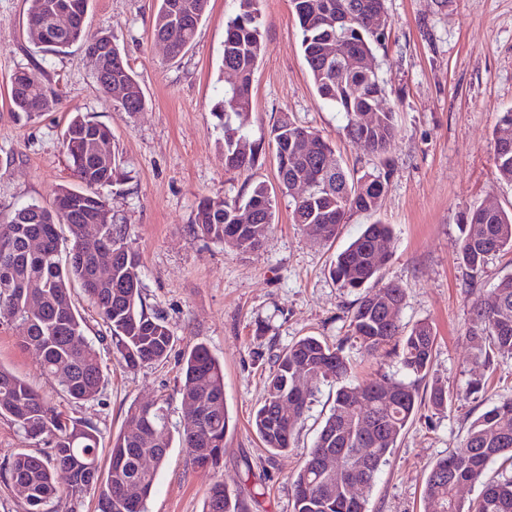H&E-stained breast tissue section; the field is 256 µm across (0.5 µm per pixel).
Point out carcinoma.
<instances>
[{
	"mask_svg": "<svg viewBox=\"0 0 512 512\" xmlns=\"http://www.w3.org/2000/svg\"><path fill=\"white\" fill-rule=\"evenodd\" d=\"M65 2L75 15L74 26L52 32L46 19L52 6ZM152 35L170 44V56H180L193 43L210 0H180L183 12L172 14L175 0H159ZM237 11L226 17L222 68L237 72V84L224 90L213 115L224 129V167L251 171L262 152V143L248 138L252 84L266 44L262 34V0H237ZM292 15L301 31V49L321 100L343 113L346 137L379 159L370 171H349L341 165L323 169L322 156L330 144L317 132L301 126L283 112L270 131L268 145L275 151L279 190L294 188L303 178L308 193L297 201L293 223L313 238L329 242L336 238L347 216L360 212L369 217L380 210L391 173L386 156L397 126L395 113L378 110L385 92L379 76L368 72L358 60L373 55L384 34L366 27L368 15L384 9V0H290ZM89 0H34L28 9L27 35L55 41L50 52L61 54L77 43L86 45L89 59L106 55L112 48L110 68L97 79L101 92L123 112L145 107L142 89L132 67L117 44L86 31ZM349 18L336 23V15ZM340 42L342 56L325 52ZM43 74L19 70L11 80L14 109L32 117L49 109ZM375 112L370 125L363 114ZM313 137L314 149L307 155L297 150L299 139ZM495 162L501 179L512 182V112L497 120L494 130ZM112 146V131L89 114L75 112L63 133V148L74 175L83 189L58 188L52 203L29 204L0 224V310H12V323L20 344L40 360L43 373L59 382L75 401L95 399L102 388L103 371L95 346L85 336V323L72 300L79 284L107 324L117 354L135 369L163 360L174 344V336L163 320L148 312L142 297L139 254L127 244L126 228L97 224L98 212L107 208L100 189L120 181L122 171ZM253 221L243 224L240 212ZM275 223V195L263 182L250 184L249 191L234 198L204 197L198 203L194 232L245 253L258 248L270 225ZM460 259L474 274L489 256L512 252V212H492L478 206L467 212ZM95 236L113 253L112 278L98 275L97 257L81 251L82 241ZM43 240V248L32 251L28 241ZM392 228L374 221L336 255L330 275L358 294L351 316V335L359 349L375 356L395 345V356L405 378L385 376L356 382L350 357L341 343L330 344L318 336H303L276 356L266 380L262 403L252 424L265 448L284 452L292 447L312 393L298 399L293 414L279 418V403L294 392L296 375L304 369L317 380L336 382L335 405L322 423L299 470L291 477L294 512H366V493L396 447L409 421L423 406L441 411L448 406V388L435 380L429 392L420 395L419 384L429 374L436 333L427 321L407 329L399 317L388 314L391 305L403 306L405 292L383 283V262L376 251L391 242ZM132 279L137 288H118L119 280ZM40 306L37 313L29 304ZM469 336L476 343L475 362L488 363L496 356L512 359V275H507L473 303ZM182 402L197 405L195 426H182L179 442L194 464L213 465L224 455V439L231 417L224 399V367L198 343L187 353L179 389ZM0 417L10 419L28 440L51 449L47 455L21 450L12 455L7 480L13 493L27 505V512H43L50 501L67 496L78 498L96 489L97 512H145V502L155 485L157 468L164 465L173 435L166 402L138 404L128 411V426L112 442L107 472L98 458L99 431L92 425L63 417L24 379L0 367ZM336 452L340 467L328 475L319 469L320 452ZM361 448L369 449L360 457ZM512 455V397L500 401L480 415L467 429L458 448L438 460L427 474L422 491L423 512H512V476L483 483L481 495L465 504L455 486L484 477L498 457ZM134 484L141 492L137 510L116 498L117 490ZM354 484L359 493L346 498ZM203 512H241L239 495L216 482L207 491Z\"/></svg>",
	"mask_w": 512,
	"mask_h": 512,
	"instance_id": "obj_1",
	"label": "carcinoma"
}]
</instances>
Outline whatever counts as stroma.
Segmentation results:
<instances>
[{"label":"stroma","mask_w":512,"mask_h":512,"mask_svg":"<svg viewBox=\"0 0 512 512\" xmlns=\"http://www.w3.org/2000/svg\"><path fill=\"white\" fill-rule=\"evenodd\" d=\"M28 7L29 0H0V222L29 204L52 202L59 186L79 188L62 145L71 112L108 126L123 177L101 193L140 254L146 302L176 343L165 361L126 368L108 327L77 288L74 304L104 372L98 398L71 400L6 321H0V365L58 410L96 426L105 459L132 405L167 400L169 425L179 429L186 412L176 393L184 353L205 344L224 367L231 416L224 456L202 468L173 446L146 512H202L208 488L218 481L231 491L251 489L245 512H293L290 477L329 414L336 385L320 384L293 447L269 453L251 418L276 355L314 335L344 343L357 379L402 376L393 355L361 353L349 327L356 294L329 273L337 252L369 216L351 215L325 244L293 223L297 196L284 193L254 251L239 254L194 234L201 198H232L253 182L278 184L269 150L250 172L224 168V132L212 108L229 83L221 67L224 18L236 10V0H210L194 45L174 59L151 35L159 0H90V31L109 33L120 44L145 95V110L133 114L102 95L84 46L53 55L29 41ZM261 9L266 53L253 80L250 139L268 140L272 124L287 112L330 143L328 164L373 169L376 158L346 138L342 114L316 93L289 0H263ZM385 9L391 26L374 60L387 88L381 105L395 112L397 133L388 148L393 173L379 213L393 228L381 276L405 290L401 323L425 320L436 331L431 378L455 394L468 382L482 384L478 394L456 395L444 411L420 410L367 495V512H423L421 492L431 467L459 446L477 417L512 396V362L474 363L468 336L474 300L512 274V254L490 256L475 275L459 261L464 212L489 200L512 209V183L498 174L493 141L498 117L512 111V0H385ZM21 69L43 71L58 98L49 111L29 117L12 109L9 80ZM30 446L0 418V512L26 510L7 486L5 468L14 452Z\"/></svg>","instance_id":"stroma-1"}]
</instances>
